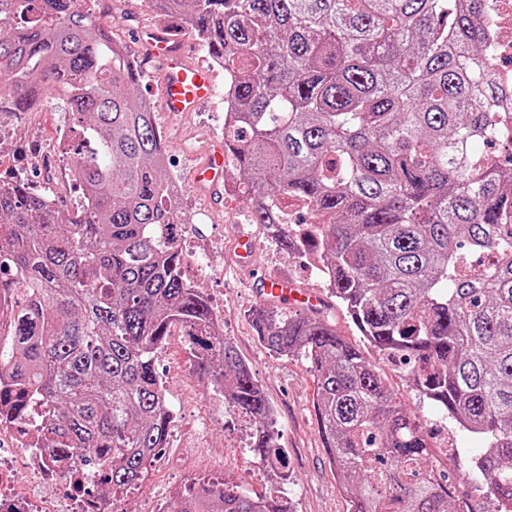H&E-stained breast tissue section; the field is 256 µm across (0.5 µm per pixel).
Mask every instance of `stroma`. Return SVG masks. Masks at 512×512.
Wrapping results in <instances>:
<instances>
[{
	"instance_id": "1",
	"label": "stroma",
	"mask_w": 512,
	"mask_h": 512,
	"mask_svg": "<svg viewBox=\"0 0 512 512\" xmlns=\"http://www.w3.org/2000/svg\"><path fill=\"white\" fill-rule=\"evenodd\" d=\"M90 9L112 24V37L126 45L133 59L142 47L134 29L172 28L187 48V60L201 63L206 51L181 18L157 15L153 0H91ZM160 76L144 69L138 97L156 107V121L169 145L166 173L180 182L189 195L190 233L206 245L207 264H188L185 276L210 299L224 321V335L250 367L271 406L268 425L283 448L288 467L285 477L270 473L249 450L255 424L242 414L226 410L223 396L192 376L186 338L173 329L159 353L158 368L167 397L178 411L167 446L140 487L121 502L124 512H149L159 498H167L188 485L196 473H225L248 491L284 493L293 512H349L339 490L337 472L322 444L314 411L316 383L309 360L302 355L281 357L257 338L252 308L257 277L279 275L322 298L321 313L337 332L359 349L384 377L395 399L420 417L431 434L432 453L447 473L456 504L462 512H495L497 505L484 480L470 468L472 457L483 446L478 437L463 432L414 387L405 370L363 342L346 312L329 297L327 286L310 278L302 251L285 253L259 224L249 221L250 203L245 196L218 187L197 188L196 168L217 145L224 142L223 73H216L217 92L196 111L168 117L160 110ZM71 134V119L62 102L23 115L0 112V153L8 160L0 165V178L21 179L47 191L58 207L74 212L84 205L82 191L71 182L68 161L61 144ZM51 154L54 166L35 161L34 151ZM250 236L255 249L250 261H239L240 236Z\"/></svg>"
}]
</instances>
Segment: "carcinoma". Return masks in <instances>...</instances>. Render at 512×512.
<instances>
[{
    "label": "carcinoma",
    "mask_w": 512,
    "mask_h": 512,
    "mask_svg": "<svg viewBox=\"0 0 512 512\" xmlns=\"http://www.w3.org/2000/svg\"><path fill=\"white\" fill-rule=\"evenodd\" d=\"M85 0H0V100H63L72 214L0 180V425L98 476L117 500L167 444L157 352L186 331L192 372L256 424L250 448L286 465L249 366L216 329L164 229L187 224L166 137L133 97L142 72ZM224 63V153L254 224L313 207L310 242L359 334L413 363L420 393L483 439L472 468L512 512V112L490 80L481 0H154ZM491 263L473 267L467 256ZM261 342L304 355L315 415L350 512H461L416 416L361 350L314 312L258 307ZM167 512H291L212 476Z\"/></svg>",
    "instance_id": "cac0c4a2"
}]
</instances>
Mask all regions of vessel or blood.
<instances>
[{
	"instance_id": "b4317fda",
	"label": "vessel or blood",
	"mask_w": 512,
	"mask_h": 512,
	"mask_svg": "<svg viewBox=\"0 0 512 512\" xmlns=\"http://www.w3.org/2000/svg\"><path fill=\"white\" fill-rule=\"evenodd\" d=\"M137 38L146 48V59L159 67L165 112L180 115L195 111L213 94L211 72L186 61L182 42L155 29L141 30ZM224 161L223 149H216L204 164L197 167L196 181L204 187H217L223 174ZM256 295L263 303H298L309 312L317 310L321 304L319 297L305 294L280 278L261 279Z\"/></svg>"
}]
</instances>
